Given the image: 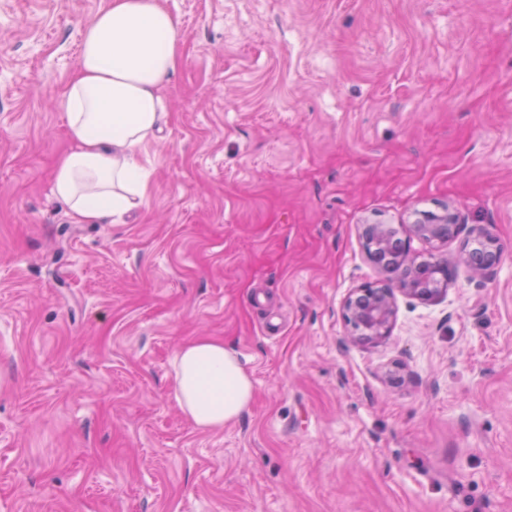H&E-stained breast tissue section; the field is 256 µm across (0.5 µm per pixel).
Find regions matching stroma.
<instances>
[{"instance_id": "obj_1", "label": "stroma", "mask_w": 512, "mask_h": 512, "mask_svg": "<svg viewBox=\"0 0 512 512\" xmlns=\"http://www.w3.org/2000/svg\"><path fill=\"white\" fill-rule=\"evenodd\" d=\"M106 4L0 0V512H512V0H161L150 190L77 224L56 98ZM447 206L457 237H410ZM372 222L451 262L376 344L342 310L385 279ZM201 336L254 385L221 431L170 391ZM486 254H461L459 261L475 276L490 278L499 263V252L490 238L485 239Z\"/></svg>"}]
</instances>
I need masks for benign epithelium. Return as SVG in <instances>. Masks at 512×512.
Here are the masks:
<instances>
[{
	"mask_svg": "<svg viewBox=\"0 0 512 512\" xmlns=\"http://www.w3.org/2000/svg\"><path fill=\"white\" fill-rule=\"evenodd\" d=\"M461 229L459 218L455 214L422 215L409 225L410 235L431 244L445 243L458 234ZM367 253L374 262L389 251L397 254L393 266L397 275L391 284L365 283L352 289L343 302V316L350 327V335L356 341L377 342L390 335L396 320V294L419 298L431 303L447 293L448 263L438 265L437 276L428 285L420 283L415 274L418 262L410 249V239L391 245L385 224H366L363 227ZM486 254H462L459 261L472 274L481 278H490L499 263V252L494 242L487 238Z\"/></svg>",
	"mask_w": 512,
	"mask_h": 512,
	"instance_id": "benign-epithelium-1",
	"label": "benign epithelium"
}]
</instances>
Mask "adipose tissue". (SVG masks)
<instances>
[{"mask_svg":"<svg viewBox=\"0 0 512 512\" xmlns=\"http://www.w3.org/2000/svg\"><path fill=\"white\" fill-rule=\"evenodd\" d=\"M184 33L158 0H108L85 29L80 61L56 104L71 146L55 166L52 195L81 224L141 206L150 172L138 157L166 113L162 87L179 62ZM174 400L196 429L236 422L253 384L223 340L200 337L172 360Z\"/></svg>","mask_w":512,"mask_h":512,"instance_id":"adipose-tissue-1","label":"adipose tissue"}]
</instances>
